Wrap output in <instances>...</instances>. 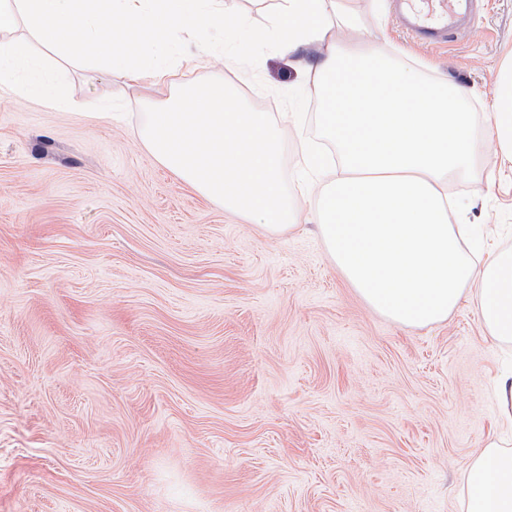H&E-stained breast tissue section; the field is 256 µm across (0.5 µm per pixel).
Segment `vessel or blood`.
I'll list each match as a JSON object with an SVG mask.
<instances>
[{"mask_svg": "<svg viewBox=\"0 0 512 512\" xmlns=\"http://www.w3.org/2000/svg\"><path fill=\"white\" fill-rule=\"evenodd\" d=\"M395 16L411 35L431 45L447 43L461 17L471 8L470 0H395Z\"/></svg>", "mask_w": 512, "mask_h": 512, "instance_id": "b4317fda", "label": "vessel or blood"}]
</instances>
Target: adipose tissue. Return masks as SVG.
<instances>
[{"mask_svg":"<svg viewBox=\"0 0 512 512\" xmlns=\"http://www.w3.org/2000/svg\"><path fill=\"white\" fill-rule=\"evenodd\" d=\"M221 0H0V96L47 106L61 90L39 48L120 70L162 105L141 135L158 160L206 199L275 234L316 223L332 262L369 307L393 322L423 327L447 319L472 293L486 334L512 342V250L479 262L462 250L468 224L453 221L448 176L469 170L472 115L456 102L464 89L425 90L412 68L377 43H352L350 14L336 0H276L270 25L283 55L318 46L315 68L300 70L318 89L320 132L340 171L309 209L284 193L281 144L290 127L248 112L223 81L179 83L196 59L175 51L168 34L187 29L211 44L213 23L237 29ZM487 138L512 165V58L501 64L487 114ZM466 512H512V450L489 436L466 472Z\"/></svg>","mask_w":512,"mask_h":512,"instance_id":"ef3b65f1","label":"adipose tissue"}]
</instances>
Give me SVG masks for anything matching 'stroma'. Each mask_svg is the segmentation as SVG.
<instances>
[{
    "label": "stroma",
    "mask_w": 512,
    "mask_h": 512,
    "mask_svg": "<svg viewBox=\"0 0 512 512\" xmlns=\"http://www.w3.org/2000/svg\"><path fill=\"white\" fill-rule=\"evenodd\" d=\"M257 37L249 77L208 49L182 80L296 113L282 144L301 189L318 143L313 85L275 50L274 0H226ZM361 13L426 80L467 89L477 153L448 200L512 249V169L491 173L487 105L512 56V0H477L444 47L417 45L393 0ZM54 108L0 103V512H464V471L494 433L512 344L471 298L407 328L374 312L314 226L272 234L204 200L139 137L158 96L58 60Z\"/></svg>",
    "instance_id": "obj_1"
}]
</instances>
